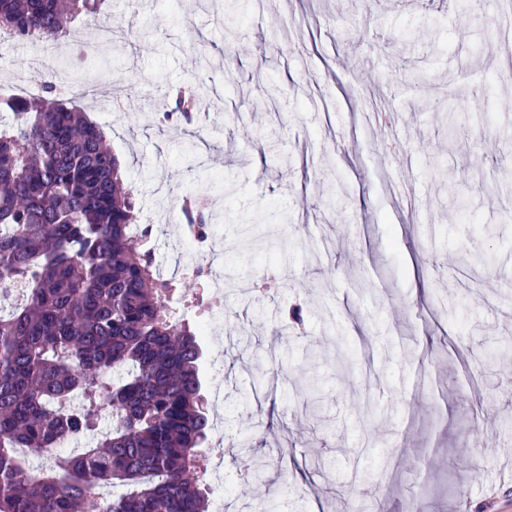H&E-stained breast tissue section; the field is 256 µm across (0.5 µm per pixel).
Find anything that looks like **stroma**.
<instances>
[{
    "label": "stroma",
    "mask_w": 512,
    "mask_h": 512,
    "mask_svg": "<svg viewBox=\"0 0 512 512\" xmlns=\"http://www.w3.org/2000/svg\"><path fill=\"white\" fill-rule=\"evenodd\" d=\"M457 2L445 17L432 0H115L119 54L89 41L76 72L71 45L0 41V85L22 93L51 70L78 86L163 276L191 261L185 195L209 198L235 288L188 278L174 305L192 324L219 315L205 395L224 461L201 465L224 512H512V375L496 366L512 340V83L489 81L507 11ZM180 85L200 89L190 122L162 95ZM465 251L490 269L449 266ZM243 439L261 481L239 475Z\"/></svg>",
    "instance_id": "stroma-1"
}]
</instances>
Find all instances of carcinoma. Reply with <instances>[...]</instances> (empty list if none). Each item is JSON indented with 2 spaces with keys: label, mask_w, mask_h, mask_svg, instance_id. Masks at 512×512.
<instances>
[{
  "label": "carcinoma",
  "mask_w": 512,
  "mask_h": 512,
  "mask_svg": "<svg viewBox=\"0 0 512 512\" xmlns=\"http://www.w3.org/2000/svg\"><path fill=\"white\" fill-rule=\"evenodd\" d=\"M107 0H0V35L83 46ZM196 108L176 90L174 111ZM185 218L201 239L204 200ZM102 129L50 79L0 92V512H208L200 329L173 310ZM103 393L97 407L74 400ZM112 413L95 445L63 449Z\"/></svg>",
  "instance_id": "carcinoma-1"
}]
</instances>
